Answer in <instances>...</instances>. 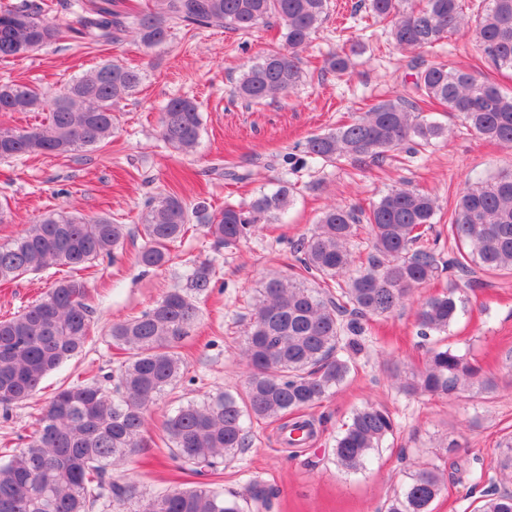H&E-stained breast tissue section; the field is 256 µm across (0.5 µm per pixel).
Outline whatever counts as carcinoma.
Listing matches in <instances>:
<instances>
[{
	"label": "carcinoma",
	"instance_id": "cac0c4a2",
	"mask_svg": "<svg viewBox=\"0 0 512 512\" xmlns=\"http://www.w3.org/2000/svg\"><path fill=\"white\" fill-rule=\"evenodd\" d=\"M74 32L91 46H110L125 36L147 48L164 44L169 25L252 32L276 25L281 47L246 65L234 94L249 104H269L294 93L303 78L302 53L328 14V0H145L122 6L117 0H79ZM368 12L389 26L402 50L429 47L450 34L470 31L475 49L497 68L512 70V0H484L473 21L462 0H368ZM48 0L0 4V60L26 57L61 41L66 29ZM349 53L329 55L323 70L341 80L349 74ZM413 91L371 104L350 121L310 137L305 154L315 164L349 160L375 163L401 150L418 157L449 132L424 113L442 108L475 135L512 147V92L480 81L468 70L446 64L413 66ZM142 82V72L107 59L68 81L49 99L35 84L0 83V112H44L45 121L24 129L0 125V160L61 155L99 148L117 129L121 101ZM202 116L188 99L162 109L159 135L181 154L199 144ZM292 184L281 179L247 205L224 204L217 215L206 201L187 203L172 192L148 197L139 230L144 240L137 263L160 269L171 247L196 222L207 228L215 249L248 239L258 225L284 213ZM440 210L436 197L405 183L388 190L369 208L332 205L293 247L299 276L266 279L246 323L241 357L244 389L219 391L202 403L188 402L168 414L150 436L184 473L215 475L248 443L245 419H291L289 439L302 447L314 435L307 410L334 393L356 369L358 337L371 317L387 318L427 282L446 272L448 292L416 300L418 335L431 344L423 368L394 373L407 397L459 396L495 381L466 355L445 343L444 334L462 311L457 293L481 285L477 272L512 274V173H500L464 187L448 224L455 248L446 252L440 236L428 238ZM367 234V262L354 266L350 242L359 225ZM126 225L108 216L44 213L19 236L0 243V284L46 268L66 267L40 299L11 317L0 318V410L33 398L43 379L83 351L91 337L94 308L86 279L75 273L109 256L124 240ZM211 264L192 268L185 284L166 292L147 310L112 324L110 345L117 368L60 389L37 408L32 434L21 445L0 448V512H246L268 508L271 491L257 483L243 499L224 496L217 482L174 486L146 496L134 483H119L123 468L145 443L148 417L187 370L181 348L199 318L197 300L214 288ZM396 423L383 406L356 409L335 440L334 461L347 472L366 467L370 453L393 433ZM444 476L431 463L410 474L387 512H431ZM481 512H512V494L483 491Z\"/></svg>",
	"mask_w": 512,
	"mask_h": 512
}]
</instances>
